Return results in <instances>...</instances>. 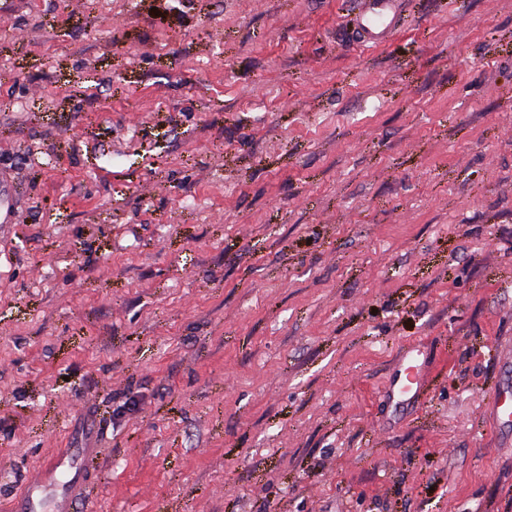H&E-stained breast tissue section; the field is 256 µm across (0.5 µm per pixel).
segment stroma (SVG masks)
Here are the masks:
<instances>
[{"label":"stroma","mask_w":512,"mask_h":512,"mask_svg":"<svg viewBox=\"0 0 512 512\" xmlns=\"http://www.w3.org/2000/svg\"><path fill=\"white\" fill-rule=\"evenodd\" d=\"M352 2L0 0V512H512V0ZM407 0H357L350 24L356 43L378 47L389 44L399 30ZM16 174L0 167V224H16L18 201L14 192ZM413 352L408 350L401 356L385 391L393 400L396 396L401 398L403 404L409 402L424 383L422 366L418 363L419 354ZM510 392L505 391L504 395L495 396L491 402H489L490 415L494 423L500 426L510 427L512 423V405L510 408ZM97 453L98 448L88 444L56 451L52 462L40 467L41 479L30 482L14 500L11 512H38L44 502L52 512H76L87 483L85 462Z\"/></svg>","instance_id":"1"}]
</instances>
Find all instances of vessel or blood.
<instances>
[{
    "label": "vessel or blood",
    "mask_w": 512,
    "mask_h": 512,
    "mask_svg": "<svg viewBox=\"0 0 512 512\" xmlns=\"http://www.w3.org/2000/svg\"><path fill=\"white\" fill-rule=\"evenodd\" d=\"M408 0H356L350 18L358 45L378 47L389 44L399 30ZM16 174L0 167V224L16 223L18 201L14 192ZM424 383L417 354L406 351L398 361L386 388L388 397L409 402ZM96 448L85 445L56 452L52 462L42 465L40 480L30 482L11 506V512H76L87 483L85 463L95 458Z\"/></svg>",
    "instance_id": "1"
}]
</instances>
